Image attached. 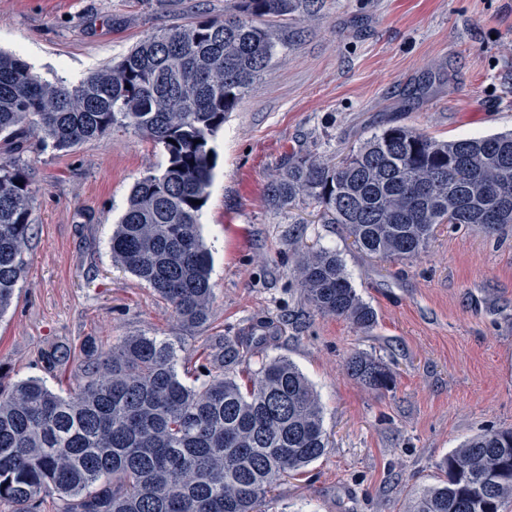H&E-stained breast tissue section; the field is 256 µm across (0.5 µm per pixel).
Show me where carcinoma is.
I'll return each mask as SVG.
<instances>
[{"label":"carcinoma","mask_w":512,"mask_h":512,"mask_svg":"<svg viewBox=\"0 0 512 512\" xmlns=\"http://www.w3.org/2000/svg\"><path fill=\"white\" fill-rule=\"evenodd\" d=\"M315 3L237 0L223 20L200 17L152 35L75 85L50 83L0 53V137L16 149L29 135L69 149L117 124L162 145L167 165L133 186L110 250L183 327H202L212 313V258L199 224L215 168L211 141L272 62L269 19L312 13ZM266 199L273 207L311 202L364 252L411 260L438 224L489 233L512 224V132L442 141L389 127L334 165L294 151ZM31 210L25 169L1 163L0 317L25 274ZM295 276L314 312L374 326L340 253L306 250ZM260 341L210 338L196 387L179 378L175 344L154 336L110 348L86 337L65 394L40 377L7 381L0 366V512H257L281 477L328 447L318 395L292 362L268 359L245 384L224 374ZM71 357L58 346L38 364L54 373ZM347 370L376 391L394 383L363 353ZM511 461L512 428L485 429L436 464L437 482L415 490L407 512H507Z\"/></svg>","instance_id":"cac0c4a2"}]
</instances>
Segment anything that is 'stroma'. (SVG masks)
Listing matches in <instances>:
<instances>
[{"instance_id": "obj_1", "label": "stroma", "mask_w": 512, "mask_h": 512, "mask_svg": "<svg viewBox=\"0 0 512 512\" xmlns=\"http://www.w3.org/2000/svg\"><path fill=\"white\" fill-rule=\"evenodd\" d=\"M236 0H0V50L43 79L75 84L156 31ZM277 53L217 132L214 180L200 224L213 258L212 316L179 325L171 306L112 262L108 241L134 184L166 157L132 128L59 150L0 142L33 194L26 275L0 318L10 379L38 375L40 351L132 335L182 347L194 367L209 336H260L251 368L294 362L317 391L329 447L284 478L262 512H404L436 482L438 461L488 427H512V225L487 234L441 224L409 261L358 250L315 205L268 204L285 154L328 163L389 126L439 140L512 130V0H319L314 14L275 18ZM336 250L376 313L373 329L314 312L294 276L305 247ZM393 374L378 392L354 380L355 353Z\"/></svg>"}]
</instances>
